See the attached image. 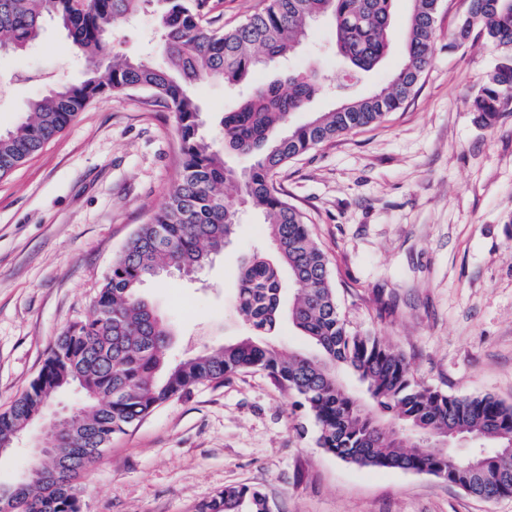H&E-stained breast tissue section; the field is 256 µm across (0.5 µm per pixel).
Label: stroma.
I'll use <instances>...</instances> for the list:
<instances>
[{
  "mask_svg": "<svg viewBox=\"0 0 512 512\" xmlns=\"http://www.w3.org/2000/svg\"><path fill=\"white\" fill-rule=\"evenodd\" d=\"M203 25H236L266 0H208ZM410 0H394L392 46L352 92L384 87L401 61ZM469 0H441L433 61L385 119L310 150L277 176L326 250L350 327L402 352L424 385L512 403V102L480 123L470 104L498 51L449 35ZM155 21L117 28L107 56L158 64ZM329 24L289 64L320 66L326 89L295 112L334 109ZM103 60L73 55L47 26L25 53L0 55V131L57 84ZM239 87L198 85L209 130ZM180 165L171 112L132 91L89 105L0 178V412L37 377L58 334L87 319L115 255L164 207ZM260 216L241 207L230 241L196 280L165 276L144 294L174 332L170 361L249 335L233 307L241 264L260 251ZM261 489L275 512H512V496L474 498L438 477L363 468L318 448L314 425L260 371L196 385L113 437L79 479L82 512H197L224 487Z\"/></svg>",
  "mask_w": 512,
  "mask_h": 512,
  "instance_id": "35a3bbf8",
  "label": "stroma"
}]
</instances>
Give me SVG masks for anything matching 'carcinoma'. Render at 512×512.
Here are the masks:
<instances>
[{
  "label": "carcinoma",
  "mask_w": 512,
  "mask_h": 512,
  "mask_svg": "<svg viewBox=\"0 0 512 512\" xmlns=\"http://www.w3.org/2000/svg\"><path fill=\"white\" fill-rule=\"evenodd\" d=\"M0 0V52L23 51L40 36L46 18L65 29L69 48L102 53L112 31L139 13L145 0ZM158 51L166 64L115 60L102 73L63 85L31 104V116L0 133V177L55 139L91 103L143 91L173 112L182 163L166 206L138 225L99 288L90 318L57 337L38 377L0 412V448L44 410L46 399L73 384L83 399L69 424L55 432V452L28 467L38 481L0 486V512H80L75 482L124 434L161 404L192 386L221 384L248 370L265 373L295 398L315 427L317 447L367 468L424 472L467 494L491 500L512 495V405L484 394L452 395L420 384L405 355L378 336L350 328L336 301L326 252L305 213L276 180L292 159L357 129L379 123L414 93L432 59L440 0H411L403 61L388 85L367 96H343L337 108L291 124V117L322 88L316 70L290 71L253 88L224 113L219 138L206 133L191 86L237 84L260 65L289 52L314 22H333L332 50L339 80L361 79L390 50L394 0H268L239 25L212 31L201 24L207 0H151ZM499 51L498 62L471 100L490 124L512 100V0H470L451 43L474 31ZM253 159L246 172L227 165L230 155ZM234 186L265 218V235L278 262L253 255L241 268L237 312L253 335L199 351L171 364V331L142 295L143 285L167 269L191 276L224 249L236 224L237 204L224 194ZM294 293L288 321L314 347L284 351L271 336L281 317L282 271ZM355 377L365 395L345 376ZM491 440L494 450L475 461L431 445L449 437ZM199 512H273L266 495L247 485L224 488Z\"/></svg>",
  "instance_id": "carcinoma-1"
}]
</instances>
